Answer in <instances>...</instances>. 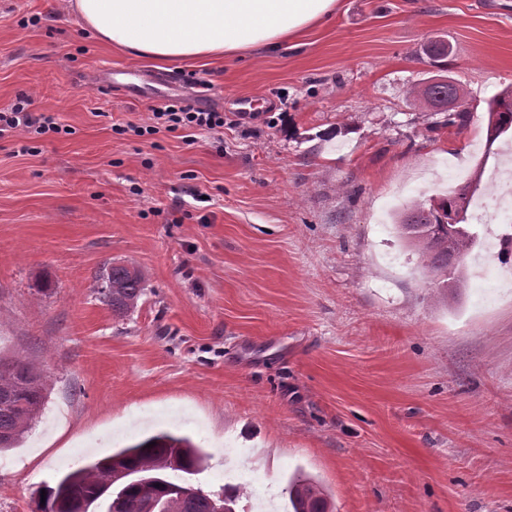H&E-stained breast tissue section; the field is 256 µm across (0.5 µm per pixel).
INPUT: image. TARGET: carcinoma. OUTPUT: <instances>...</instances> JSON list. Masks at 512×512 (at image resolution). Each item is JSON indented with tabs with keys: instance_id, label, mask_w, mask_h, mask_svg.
<instances>
[{
	"instance_id": "carcinoma-1",
	"label": "carcinoma",
	"mask_w": 512,
	"mask_h": 512,
	"mask_svg": "<svg viewBox=\"0 0 512 512\" xmlns=\"http://www.w3.org/2000/svg\"><path fill=\"white\" fill-rule=\"evenodd\" d=\"M434 75L411 90L420 106L440 116L437 127L463 128L469 109L448 111V102L463 100V86L448 77V47L432 43L426 48ZM486 137L489 143L512 135V85L503 87L486 102ZM482 169L468 182L430 200L415 202L396 216L395 230L413 246L439 287L457 288L465 258L479 243V233L468 222V211L478 191ZM110 287L100 294L112 312L125 316L137 308L145 294L142 276L123 264L107 273ZM46 376L42 369L18 357L0 354V450L15 448L43 411ZM154 446L147 447V444ZM209 455L186 437L160 432L89 462L60 477L46 488L45 501H35L32 512H143L150 501L165 504L166 512H236L237 495L222 488L207 491L194 477L205 469ZM291 512H334L322 485L301 473L286 488Z\"/></svg>"
}]
</instances>
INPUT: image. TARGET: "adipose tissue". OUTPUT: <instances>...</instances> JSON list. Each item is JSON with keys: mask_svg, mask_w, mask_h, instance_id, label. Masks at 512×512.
<instances>
[{"mask_svg": "<svg viewBox=\"0 0 512 512\" xmlns=\"http://www.w3.org/2000/svg\"><path fill=\"white\" fill-rule=\"evenodd\" d=\"M338 0H68L93 37L135 57L206 60L274 48Z\"/></svg>", "mask_w": 512, "mask_h": 512, "instance_id": "ef3b65f1", "label": "adipose tissue"}]
</instances>
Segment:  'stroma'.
Masks as SVG:
<instances>
[{
  "instance_id": "1",
  "label": "stroma",
  "mask_w": 512,
  "mask_h": 512,
  "mask_svg": "<svg viewBox=\"0 0 512 512\" xmlns=\"http://www.w3.org/2000/svg\"><path fill=\"white\" fill-rule=\"evenodd\" d=\"M435 39L461 129L409 95ZM117 70L179 82L132 99ZM507 84L512 0H340L278 49L194 63L118 52L59 0H0V112L73 129L0 138V353L48 377L0 451V512L161 431L208 453L197 481L238 487L237 512H288L298 471L336 512H512L508 227L480 226L444 297L392 224L478 168L475 203L496 191L512 139L487 144L484 106ZM172 99L223 113V133L113 132ZM115 263L144 278L124 317L98 293Z\"/></svg>"
}]
</instances>
